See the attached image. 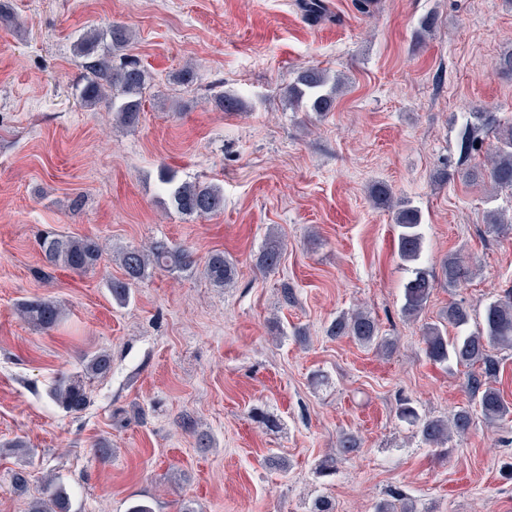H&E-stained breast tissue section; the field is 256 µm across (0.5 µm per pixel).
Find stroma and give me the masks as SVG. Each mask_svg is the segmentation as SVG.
Wrapping results in <instances>:
<instances>
[{
  "instance_id": "1",
  "label": "stroma",
  "mask_w": 512,
  "mask_h": 512,
  "mask_svg": "<svg viewBox=\"0 0 512 512\" xmlns=\"http://www.w3.org/2000/svg\"><path fill=\"white\" fill-rule=\"evenodd\" d=\"M11 0L0 19V512H27L45 475L60 478L71 512H374L399 491L416 512H512V417L474 416L447 454L400 421V399L446 416L470 406L468 370L436 364L420 328L451 302L473 315L512 288V230L488 231L493 208L512 216V191L490 195L458 175L469 113L512 122V0ZM433 18L430 30L420 23ZM125 25L126 51L149 76L132 126L110 101L83 104L87 31ZM192 67L194 78L177 75ZM318 67L345 87L326 115L291 105L297 73ZM235 96L233 112L219 95ZM214 183L224 207L205 218L173 208L161 171ZM422 213L418 264L400 259L393 209L373 184ZM278 230V269L255 257ZM94 237L98 265L50 266L46 233ZM153 241L221 251L236 276L216 288L201 272L153 270L124 308L107 282L121 250ZM477 259L472 279L436 286L419 320L402 317L414 266L438 270L449 252ZM294 292L285 302L283 286ZM58 302L65 320L26 323V300ZM360 307L396 351L329 338L340 312ZM105 350L112 370L88 382L90 404L64 412L55 377ZM212 439L196 444L198 433ZM361 440L336 471L317 466L340 434ZM108 443L110 457L95 451ZM286 457L288 472L271 468ZM31 472L17 492L13 470Z\"/></svg>"
}]
</instances>
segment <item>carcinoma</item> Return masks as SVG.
<instances>
[{
	"instance_id": "carcinoma-1",
	"label": "carcinoma",
	"mask_w": 512,
	"mask_h": 512,
	"mask_svg": "<svg viewBox=\"0 0 512 512\" xmlns=\"http://www.w3.org/2000/svg\"><path fill=\"white\" fill-rule=\"evenodd\" d=\"M130 40L128 29L114 23L109 30L93 32L80 39L77 51L86 58L87 76L80 89V98L87 105H94L110 98L118 91L122 99L116 112L121 123L133 125L138 122L141 112L143 89L147 74L135 59H126L115 66L112 54L124 49ZM341 79L329 81L327 74L317 68L300 71L294 82L288 86V100L298 107L305 106L311 111L323 114L331 110ZM494 119L488 112H472L466 121L460 139V152L467 157L478 151L476 144L482 143L479 135L493 127ZM498 145L491 153V163L478 167H466L460 171L462 179L469 183H491L498 189L512 190V126L498 131ZM174 209L187 217L202 218L224 207V189L216 184L177 183L174 176L162 174ZM394 222L398 228L397 252L406 262H416L423 251L421 232V211L410 204L397 206ZM47 261L62 265L75 272L84 273L97 265L102 245L92 237H45L40 242ZM282 241L279 236H269V242L256 257V266L263 272H271L281 261ZM117 261L123 270V277L109 283L113 302L121 306L132 297V286L145 280L149 271L164 269L169 272H187L202 267V274L215 287L222 288L235 276V266L222 251L210 253L203 263H198L194 252L183 246H171L155 241L146 247L128 248L118 253ZM475 261L470 255L459 251L448 253L440 263V272L426 268L413 270V277L403 288L401 313L408 320H416L424 310L436 283L448 288H457L474 274ZM18 316L27 323L43 329L58 325L62 318L60 305L51 300H29L17 306ZM447 323L455 328L465 327L471 320L469 307L463 302H452L445 313ZM331 338L351 337L359 344L373 347L385 354L395 350L392 339L380 334V327L370 313L363 310L342 312L336 316L328 329ZM422 343L425 353L435 364L453 361L471 368L467 377V389L475 401L481 416L489 425L512 416L509 405L496 382L501 370L500 360L495 355L498 349H512V289H505L498 298L484 309L482 322L475 329L452 339L446 328L435 323L421 326ZM111 355L94 351L84 355L81 371L63 375L49 391L51 400L68 413L83 411L89 405L85 380L104 377L111 372ZM399 417L416 428L415 434L421 443L444 453L455 435L468 433L473 414L468 408L453 412L448 417L422 415L405 400L400 404ZM71 503L62 483L53 479L45 480L42 496L30 503L29 512H70ZM412 502L402 493L394 492L391 498L375 505V512H413Z\"/></svg>"
}]
</instances>
